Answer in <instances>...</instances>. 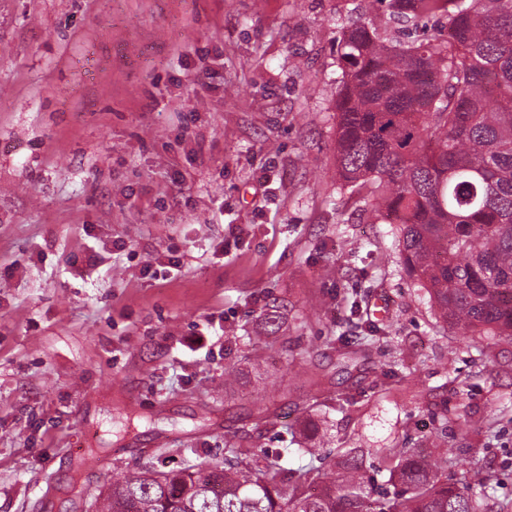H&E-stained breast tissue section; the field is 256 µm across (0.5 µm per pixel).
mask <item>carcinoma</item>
<instances>
[{
  "instance_id": "1",
  "label": "carcinoma",
  "mask_w": 512,
  "mask_h": 512,
  "mask_svg": "<svg viewBox=\"0 0 512 512\" xmlns=\"http://www.w3.org/2000/svg\"><path fill=\"white\" fill-rule=\"evenodd\" d=\"M391 20L448 18V37L389 38ZM336 181L375 224L399 225V260L439 316L470 342L512 339V0H371L368 21L337 43ZM336 373L364 367L368 337L331 336ZM328 400L297 406L302 445L323 438L314 421ZM443 426L419 448L318 449L293 470L280 453L239 448L247 424L224 441V465L198 462L126 472L100 493L96 512H487L489 487L448 482ZM380 456L387 487L365 467Z\"/></svg>"
}]
</instances>
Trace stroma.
<instances>
[{"mask_svg": "<svg viewBox=\"0 0 512 512\" xmlns=\"http://www.w3.org/2000/svg\"><path fill=\"white\" fill-rule=\"evenodd\" d=\"M366 0H0V512H93L134 466L224 460L271 400L252 453L286 451L297 404L331 412L326 449L414 446L441 409L453 474L512 512V341L459 343L336 181V40ZM265 192H258V185ZM180 260L161 280L147 264ZM385 298L368 373L330 336L364 335L353 289ZM279 307L258 372L250 337ZM205 333L204 348H186ZM406 380L383 378L393 363ZM431 408L400 395L408 384Z\"/></svg>", "mask_w": 512, "mask_h": 512, "instance_id": "1", "label": "stroma"}]
</instances>
